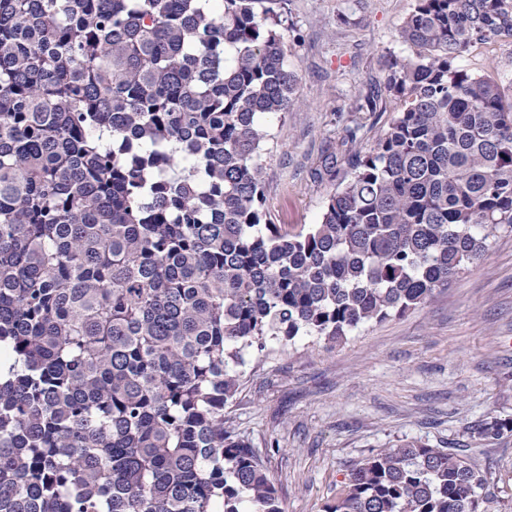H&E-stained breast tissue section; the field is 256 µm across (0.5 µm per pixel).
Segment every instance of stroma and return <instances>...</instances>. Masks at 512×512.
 <instances>
[{
  "label": "stroma",
  "mask_w": 512,
  "mask_h": 512,
  "mask_svg": "<svg viewBox=\"0 0 512 512\" xmlns=\"http://www.w3.org/2000/svg\"><path fill=\"white\" fill-rule=\"evenodd\" d=\"M415 0H290L286 62L296 104L269 120L263 154L272 223L299 230L401 109L386 92L388 55ZM474 73L512 80V40L468 51ZM382 91L374 115L362 106ZM357 128L349 139L348 128ZM224 416L265 458L286 512H324L353 464L404 440L463 448L488 479L487 512H512V433L474 435L512 417V228L422 306L372 323L334 348L315 338L252 354ZM512 432V418H491L475 429L474 433L482 439H497Z\"/></svg>",
  "instance_id": "obj_1"
}]
</instances>
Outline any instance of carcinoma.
I'll return each instance as SVG.
<instances>
[{
  "mask_svg": "<svg viewBox=\"0 0 512 512\" xmlns=\"http://www.w3.org/2000/svg\"><path fill=\"white\" fill-rule=\"evenodd\" d=\"M286 22L287 0H0V512H284L224 420L247 356L400 316L512 226V82L457 65L512 39V0H416L403 109L298 232L261 177ZM486 484L405 441L326 512H482Z\"/></svg>",
  "mask_w": 512,
  "mask_h": 512,
  "instance_id": "obj_1",
  "label": "carcinoma"
}]
</instances>
